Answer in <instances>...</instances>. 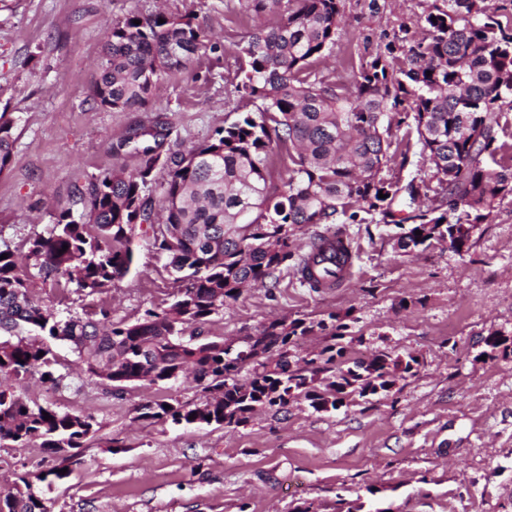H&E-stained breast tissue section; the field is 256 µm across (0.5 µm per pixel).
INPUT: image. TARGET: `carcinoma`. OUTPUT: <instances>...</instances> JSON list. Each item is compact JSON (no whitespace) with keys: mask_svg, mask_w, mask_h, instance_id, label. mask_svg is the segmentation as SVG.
<instances>
[{"mask_svg":"<svg viewBox=\"0 0 512 512\" xmlns=\"http://www.w3.org/2000/svg\"><path fill=\"white\" fill-rule=\"evenodd\" d=\"M341 2L240 0L246 12L269 19L236 44V89L260 102L257 111L238 113L187 150L162 151L169 136L163 121L132 128L117 149L134 150L135 169L91 176L76 191L81 209L59 203L51 229L27 238L25 251L0 248L7 255L0 260V446L40 441L58 460L45 476L57 480L82 464L75 449L94 431V418L33 407L13 386L36 373L61 386L64 375L53 367L45 336L66 342L86 373L113 387L153 372L156 382L190 377L217 391L200 405L141 406L139 418L174 424L239 427L299 398L317 411L336 410L353 396L387 394L414 375L419 360L411 354L350 361L341 343L348 313L318 321L273 318L257 329L252 345L230 354L224 340L200 338V328L245 288L274 284L289 266L304 272L311 288L335 287L336 272L317 277L309 266L327 236H309L303 253L296 246L312 227L363 224V214L378 213L400 229L396 245L410 254L434 242L470 240L474 226L512 196V168L488 165L503 148L497 115L512 110V26L498 19L503 6L432 0L422 39L386 44L360 62L347 85L313 70L336 42ZM104 47L93 98L123 112L144 106L164 76L187 70L207 36L163 12L131 14L106 32ZM400 111L412 120L415 145L439 186L423 206L425 181L403 185L383 176ZM14 127L12 114L1 112L0 173L11 160ZM283 147L288 177L272 187L269 154ZM143 224L175 284L169 305L148 308L135 322L107 304L62 318L31 293L32 276L84 297L107 292L130 270L131 239ZM285 225L292 233L277 248L272 239ZM312 333L329 343L301 358L303 366L288 371L272 357ZM256 348L265 357L254 359ZM0 512L50 510L23 478L0 492Z\"/></svg>","mask_w":512,"mask_h":512,"instance_id":"cac0c4a2","label":"carcinoma"}]
</instances>
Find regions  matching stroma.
Segmentation results:
<instances>
[{
    "label": "stroma",
    "instance_id": "35a3bbf8",
    "mask_svg": "<svg viewBox=\"0 0 512 512\" xmlns=\"http://www.w3.org/2000/svg\"><path fill=\"white\" fill-rule=\"evenodd\" d=\"M430 2L342 0L343 28L318 70L346 80L385 44L421 37ZM158 9L192 17L218 49L166 76L146 107L100 106L92 91L105 28ZM257 24L238 0H0V112L17 119L0 173V247L19 250L47 231L55 201L71 200L91 175L137 167L135 155L113 150L131 127L162 119L166 145L176 150L255 111L235 89V45ZM407 132L393 128L384 173L430 179ZM395 232L379 217L349 225L355 264L343 287L314 290L288 269L276 287L245 290L202 328L210 339L240 338L275 317L349 313L350 359L386 352L419 360L416 375L385 395L328 412L296 399L237 428L150 424L141 405L197 403L200 387L137 381L117 392L50 340L65 380L57 388L28 380L27 400L96 421L83 442L84 465L42 489L50 512H512V353L490 354L484 344L492 331L512 339V196L473 229L460 254L444 244L402 254ZM150 237L148 227L136 229L129 273L100 296L130 321L172 299V278ZM54 464L39 447H0L9 486Z\"/></svg>",
    "mask_w": 512,
    "mask_h": 512
}]
</instances>
